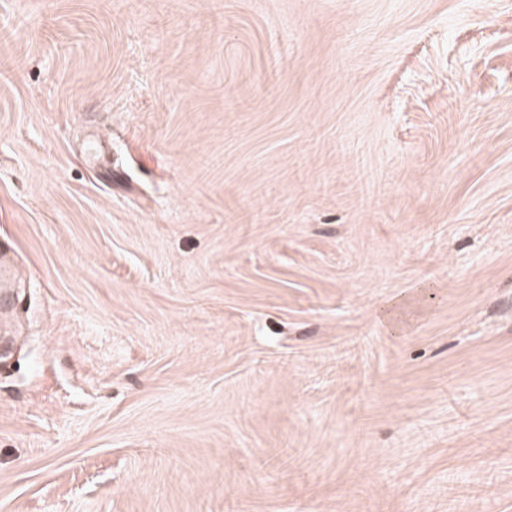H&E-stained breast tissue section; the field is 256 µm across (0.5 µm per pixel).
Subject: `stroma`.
<instances>
[{"label": "stroma", "instance_id": "1", "mask_svg": "<svg viewBox=\"0 0 512 512\" xmlns=\"http://www.w3.org/2000/svg\"><path fill=\"white\" fill-rule=\"evenodd\" d=\"M0 512H512V0H0Z\"/></svg>", "mask_w": 512, "mask_h": 512}]
</instances>
